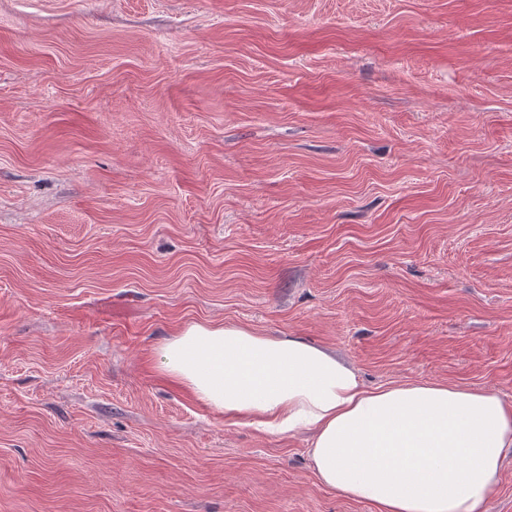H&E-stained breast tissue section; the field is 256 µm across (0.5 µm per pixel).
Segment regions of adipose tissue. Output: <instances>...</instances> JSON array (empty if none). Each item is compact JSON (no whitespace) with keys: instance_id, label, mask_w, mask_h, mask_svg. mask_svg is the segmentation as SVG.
<instances>
[{"instance_id":"1","label":"adipose tissue","mask_w":512,"mask_h":512,"mask_svg":"<svg viewBox=\"0 0 512 512\" xmlns=\"http://www.w3.org/2000/svg\"><path fill=\"white\" fill-rule=\"evenodd\" d=\"M167 376L228 418L310 432L319 482L376 512H484L512 451V403L448 383L367 388L300 338L192 323L161 348Z\"/></svg>"}]
</instances>
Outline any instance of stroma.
<instances>
[{"label": "stroma", "mask_w": 512, "mask_h": 512, "mask_svg": "<svg viewBox=\"0 0 512 512\" xmlns=\"http://www.w3.org/2000/svg\"><path fill=\"white\" fill-rule=\"evenodd\" d=\"M190 323L512 402V0H0V512H373Z\"/></svg>", "instance_id": "35a3bbf8"}]
</instances>
